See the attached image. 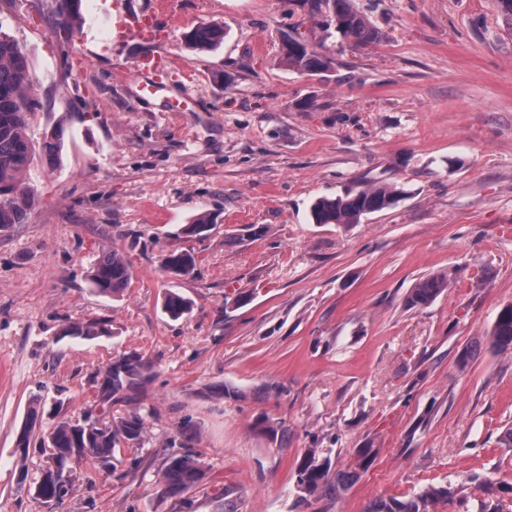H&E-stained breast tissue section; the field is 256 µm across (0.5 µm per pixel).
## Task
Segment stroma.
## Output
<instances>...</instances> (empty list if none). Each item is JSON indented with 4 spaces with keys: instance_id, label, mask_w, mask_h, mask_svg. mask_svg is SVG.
<instances>
[{
    "instance_id": "1",
    "label": "stroma",
    "mask_w": 512,
    "mask_h": 512,
    "mask_svg": "<svg viewBox=\"0 0 512 512\" xmlns=\"http://www.w3.org/2000/svg\"><path fill=\"white\" fill-rule=\"evenodd\" d=\"M45 5L0 7L32 68L35 131L66 127L62 164L30 172L28 223L0 232V512H45L28 491L43 454L15 448L31 404L44 429L83 415L99 369L128 352L157 373L140 404L147 443L112 471L80 466L60 512H223L224 487L239 512H365L470 474L512 483V448L496 445L512 424V354L457 364L512 304V15L499 0H355L383 33L365 47L307 26L306 0H83L66 39ZM155 8L160 44L125 35L127 15ZM206 23L224 25L223 46L189 48ZM302 23L332 70L281 64ZM154 51L168 58L159 90L138 92L133 63ZM381 181L404 189L394 207L312 223L317 198ZM203 210L212 229L181 234ZM250 224L262 235L243 236ZM106 246L133 268L119 298L87 281ZM172 249L195 255L191 275L162 269ZM435 273L447 288L409 307ZM171 291L190 314L164 313ZM96 317L111 335L61 336ZM262 417L284 436L258 433ZM185 422L208 475L167 498L157 475ZM368 445L377 455L352 488L299 497L307 449L338 466ZM447 286V280L442 275L433 274L423 277L411 289L407 303L412 307L430 305Z\"/></svg>"
}]
</instances>
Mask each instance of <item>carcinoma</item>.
Listing matches in <instances>:
<instances>
[{
  "label": "carcinoma",
  "mask_w": 512,
  "mask_h": 512,
  "mask_svg": "<svg viewBox=\"0 0 512 512\" xmlns=\"http://www.w3.org/2000/svg\"><path fill=\"white\" fill-rule=\"evenodd\" d=\"M47 13L53 31L68 36L82 19L81 0H47ZM309 15L318 20L327 35L340 40L368 46L379 43L382 33L353 6V0H309ZM227 30L218 24H201L185 35L193 50H216L224 43ZM281 51L288 68L307 73L327 71L334 58L310 46L304 35L287 34ZM34 80L24 47L3 31L0 22V231L28 222L31 211L39 203L37 191L30 185L28 174L36 156L54 166L61 162L65 128L63 123L47 128L40 142L31 137L32 117L38 112L32 97ZM405 191L391 183L377 182L357 186L336 197H321L311 206L310 217L315 224L361 223L365 216L393 207ZM213 215L201 211L182 227L188 236L207 232L214 225ZM164 271L183 277L194 270L195 256L187 250H171L161 256ZM88 283L103 295L116 296L131 286L133 271L126 257L114 250H105L90 264ZM447 287L444 276L433 274L421 278L411 289L407 303L412 307L431 304ZM163 309L172 319L191 312L189 300L175 292L165 295ZM65 336L94 340L110 335L109 320L98 318L87 322L69 323L62 328ZM489 346L501 353H512V305L503 307L488 334ZM98 394L102 405L133 404L152 377L150 362L135 352L112 358L101 371ZM36 412H31L16 442L21 457L29 454L31 446L50 448L49 455L61 467L55 472L42 465L35 483L33 497L43 505L59 507L73 485L77 462L91 461L105 471L112 470L115 452L121 448H141L145 444L146 423L135 408L118 416L102 413L84 415L81 419L60 417L47 431L36 435ZM376 449L368 446L355 450V463L335 469L329 458L311 448L293 472L294 484L301 496L318 497L336 494L355 484L370 467ZM206 471L200 459L189 452L170 454L160 470V492L166 497H181L203 484ZM474 491L467 492V485ZM492 486L477 475H469L459 487L450 484H428L411 496L379 497L366 512H432L440 505L454 503L457 512H503L504 498L512 496V483Z\"/></svg>",
  "instance_id": "carcinoma-1"
}]
</instances>
